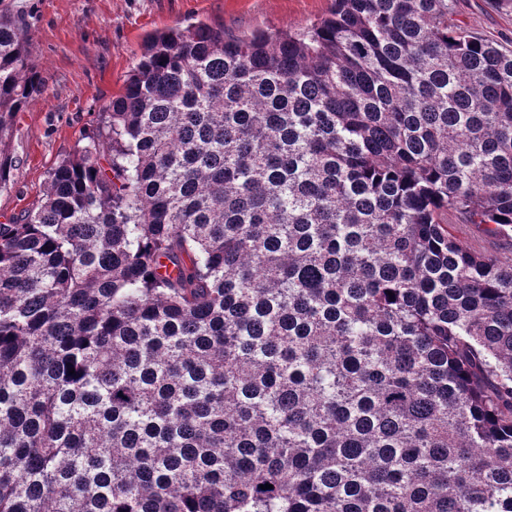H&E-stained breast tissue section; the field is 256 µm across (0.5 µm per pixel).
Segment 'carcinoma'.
Wrapping results in <instances>:
<instances>
[{"label":"carcinoma","instance_id":"carcinoma-1","mask_svg":"<svg viewBox=\"0 0 512 512\" xmlns=\"http://www.w3.org/2000/svg\"><path fill=\"white\" fill-rule=\"evenodd\" d=\"M454 15L146 39L0 224V512H512V265L448 224L512 231V48ZM42 91L0 9V187Z\"/></svg>","mask_w":512,"mask_h":512}]
</instances>
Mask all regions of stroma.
<instances>
[{"mask_svg":"<svg viewBox=\"0 0 512 512\" xmlns=\"http://www.w3.org/2000/svg\"><path fill=\"white\" fill-rule=\"evenodd\" d=\"M26 24L45 92L18 113L15 167L0 189V224L35 207L50 171L92 130L100 106L120 93L154 31L199 22L239 35L296 30L328 14L334 0H0ZM471 31L512 47V6L454 0Z\"/></svg>","mask_w":512,"mask_h":512,"instance_id":"stroma-1","label":"stroma"}]
</instances>
